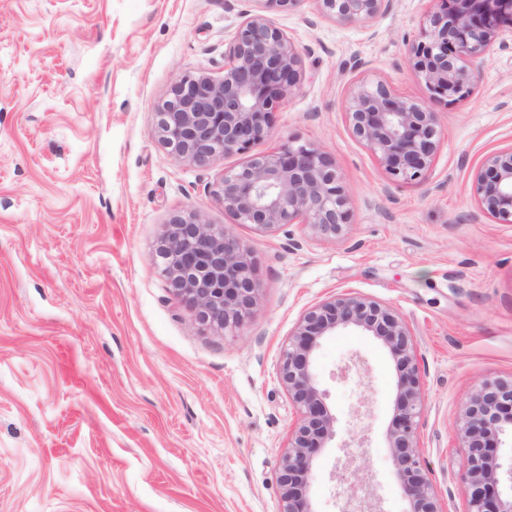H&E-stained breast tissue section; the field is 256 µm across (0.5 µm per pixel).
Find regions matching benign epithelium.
Wrapping results in <instances>:
<instances>
[{
	"instance_id": "obj_1",
	"label": "benign epithelium",
	"mask_w": 512,
	"mask_h": 512,
	"mask_svg": "<svg viewBox=\"0 0 512 512\" xmlns=\"http://www.w3.org/2000/svg\"><path fill=\"white\" fill-rule=\"evenodd\" d=\"M319 13L345 25L366 24L395 0H316ZM426 18L424 39L409 46L414 67L434 99L468 96L488 57L512 48V0H439ZM302 52L263 14L248 17L224 54V76L185 75L158 108L157 133L170 153L196 168L219 155L245 153L265 139L277 105L301 78ZM353 136L396 181L429 170L440 141L438 115L427 103L383 83H359L346 109ZM471 190L479 210L512 224V147L488 154ZM215 195L238 224L261 232L306 224L336 236L351 223L348 191L335 163L307 146L254 155L224 171ZM157 257L169 290L187 303L204 328L241 324L258 292L249 250L228 228L196 211L167 224ZM353 328L387 350L396 364L394 418L388 433L392 465L405 512H442L418 450L420 381L412 333L382 303L343 292L309 309L282 351L278 372L301 417L280 460V512H317L309 496L318 451L336 438L314 358L321 340ZM462 438L469 452L463 477L466 512H512V379L483 381L465 404ZM349 483L334 485L336 512H384L368 474L357 467Z\"/></svg>"
}]
</instances>
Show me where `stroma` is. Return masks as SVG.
Masks as SVG:
<instances>
[{
	"label": "stroma",
	"instance_id": "35a3bbf8",
	"mask_svg": "<svg viewBox=\"0 0 512 512\" xmlns=\"http://www.w3.org/2000/svg\"><path fill=\"white\" fill-rule=\"evenodd\" d=\"M436 0H397L344 25L315 0H0V512H279L280 459L300 418L277 366L300 318L352 291L414 336L425 472L443 512H465L469 394L512 377V224L478 210L473 171L512 146V49L486 61L472 93L432 101L408 55ZM302 51L303 77L252 154L306 145L341 173L352 222L338 236L303 224L235 223L213 190L241 154L196 169L156 132L182 76L224 75L249 16ZM360 68H353L354 60ZM384 82L431 103L440 146L425 178L401 182L351 135V87ZM199 211L247 246L257 301L239 327H200L153 256L173 216ZM369 365L352 416L337 368ZM315 369L336 439L405 512L387 446L397 370L373 337L322 340ZM322 449L311 495L335 512Z\"/></svg>",
	"mask_w": 512,
	"mask_h": 512
}]
</instances>
